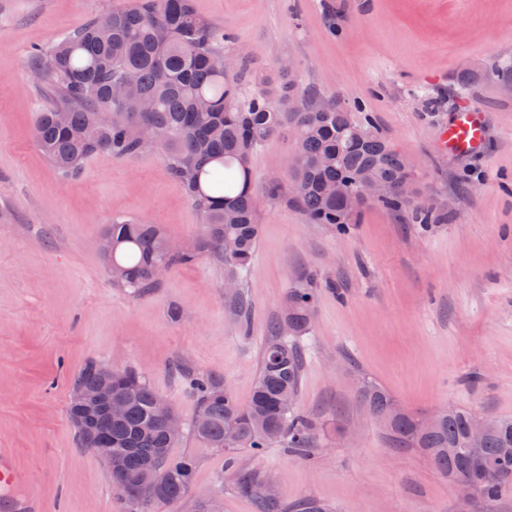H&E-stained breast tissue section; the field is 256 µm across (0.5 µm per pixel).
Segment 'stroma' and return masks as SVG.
<instances>
[{
    "mask_svg": "<svg viewBox=\"0 0 512 512\" xmlns=\"http://www.w3.org/2000/svg\"><path fill=\"white\" fill-rule=\"evenodd\" d=\"M135 0H0V451L8 452L41 512H126L106 463L80 447L68 412L74 378L90 362L132 369L191 428L199 401L185 373L251 399L260 353L288 288L314 276L318 302L298 345L297 408L318 428L302 456L276 446L240 452L185 437L193 487L164 512H258L242 471L272 480L280 512L306 500L325 512H458L447 477L402 448L363 408L361 380L405 410L431 416L466 407L512 416V98L458 76L512 60V0H193L223 34L243 95L274 83L292 60L301 85L372 121L408 159L419 198L449 205L447 222L366 204L347 232L309 223L287 196L290 132L251 161L259 238L241 288L240 321L224 263L203 256L165 272L142 294L115 287L98 252L109 224H157L178 246L203 235L201 218L161 150L101 152L60 174L38 146L37 113L51 94L33 52ZM463 108L484 113L482 152L438 148ZM278 181L279 193L270 190Z\"/></svg>",
    "mask_w": 512,
    "mask_h": 512,
    "instance_id": "obj_1",
    "label": "stroma"
}]
</instances>
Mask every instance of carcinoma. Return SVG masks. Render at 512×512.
<instances>
[{
    "mask_svg": "<svg viewBox=\"0 0 512 512\" xmlns=\"http://www.w3.org/2000/svg\"><path fill=\"white\" fill-rule=\"evenodd\" d=\"M213 28L194 11L192 0H138L112 10L32 56L35 72L58 92V101L39 113L35 138L63 175L78 174L99 152L123 157L156 147L163 151L171 174L200 214L205 230L192 247H171L155 224L116 221L98 243L105 264L123 269L113 285L140 294L154 287L158 270L195 261L202 253L224 261V274L241 280L249 272L259 234L258 205L252 191L251 157L270 136L291 124L299 150L291 162L292 202L312 224H334L346 231L355 214L349 194L365 177L395 185L403 180L406 158L373 123L359 125L356 140L348 109L327 100L313 87H300L281 72L278 96L266 88L240 100L228 72L212 59L222 55ZM461 82L512 83V65L493 71H467ZM337 184L342 195L328 197ZM377 203L400 211L413 208L417 224L448 220L415 207L411 198L394 192ZM313 279L288 289L284 313L269 331L260 359L255 390L248 405L237 403L224 385L209 375L193 373L187 382L199 400L200 423L192 434L210 448H222L230 464L236 454L254 455L282 444L298 454L312 448L314 425L296 406L302 360L294 340L310 329L316 304ZM101 385L98 364H87L73 384V394L95 392ZM112 396L125 411L118 418L89 421L69 405V415L83 448H99L97 430L112 441L106 460L112 484L129 512H153V506L182 500L193 484L196 461L173 458L178 442L162 423L159 396L144 376L116 373ZM361 402L403 446L420 449L442 475L468 472V429L473 412L456 407L437 413L435 426L423 432L417 417L401 408L381 387L364 380ZM512 418L495 420L480 454L484 468L473 474L475 501L488 507L512 497ZM158 470L162 481L154 480ZM240 488L274 512L277 501L269 484L253 471L239 477Z\"/></svg>",
    "mask_w": 512,
    "mask_h": 512,
    "instance_id": "carcinoma-1",
    "label": "carcinoma"
}]
</instances>
